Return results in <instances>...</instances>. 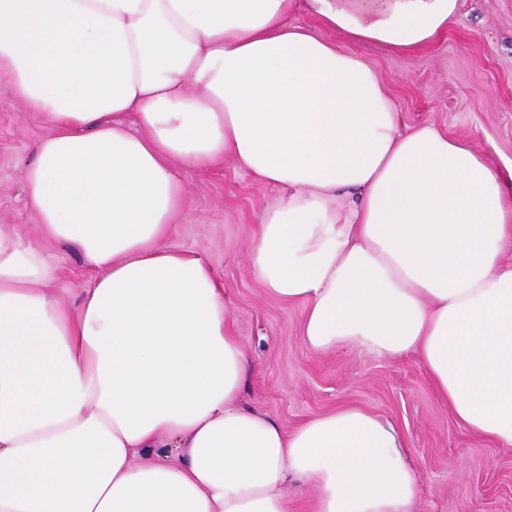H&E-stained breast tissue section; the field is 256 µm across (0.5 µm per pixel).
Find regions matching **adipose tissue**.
Wrapping results in <instances>:
<instances>
[{
    "label": "adipose tissue",
    "mask_w": 512,
    "mask_h": 512,
    "mask_svg": "<svg viewBox=\"0 0 512 512\" xmlns=\"http://www.w3.org/2000/svg\"><path fill=\"white\" fill-rule=\"evenodd\" d=\"M312 17L316 28L293 21ZM459 0H0V80L50 127L26 167L76 302L0 231V512H413L404 436L344 407L286 432L236 400L249 360L200 256L164 241L176 164L232 157L285 194L251 260L315 351L416 356L454 419L512 447V167L402 125L345 42L405 53Z\"/></svg>",
    "instance_id": "obj_1"
}]
</instances>
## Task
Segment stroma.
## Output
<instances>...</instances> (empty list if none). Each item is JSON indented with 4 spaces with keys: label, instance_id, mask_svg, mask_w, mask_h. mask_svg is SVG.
Segmentation results:
<instances>
[{
    "label": "stroma",
    "instance_id": "35a3bbf8",
    "mask_svg": "<svg viewBox=\"0 0 512 512\" xmlns=\"http://www.w3.org/2000/svg\"><path fill=\"white\" fill-rule=\"evenodd\" d=\"M381 77L404 125L433 124L469 140L499 169L512 166V0H460L456 24L408 53L354 43ZM49 131L0 82V230L43 242L25 206L24 169ZM184 208L166 246L199 254L224 285L225 314L251 364L238 403L268 412L285 430L342 406L392 421L420 472L415 512H512V447L460 426L413 357L383 361L357 350L316 352L301 307L274 297L250 258L258 218L282 194L233 159L207 170L177 167ZM57 265L54 295L76 301L94 273L81 255L43 242Z\"/></svg>",
    "mask_w": 512,
    "mask_h": 512
}]
</instances>
